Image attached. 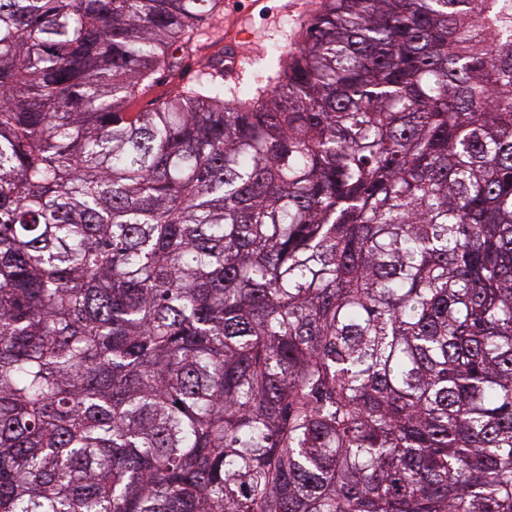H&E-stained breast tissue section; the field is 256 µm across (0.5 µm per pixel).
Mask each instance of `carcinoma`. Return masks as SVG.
I'll return each instance as SVG.
<instances>
[{
    "instance_id": "obj_1",
    "label": "carcinoma",
    "mask_w": 512,
    "mask_h": 512,
    "mask_svg": "<svg viewBox=\"0 0 512 512\" xmlns=\"http://www.w3.org/2000/svg\"><path fill=\"white\" fill-rule=\"evenodd\" d=\"M0 0V512H512V0ZM222 11L200 23L193 35V48H197L196 56L185 62V67L176 78H163L154 86L140 94L130 108V112H142L151 108L150 103L163 95H173L182 87L196 86L198 82L212 81L222 84L225 91L235 87H245L253 84L255 79L266 72L270 55L266 56L268 47H277L288 41L296 43L299 40L300 23L309 19L315 3L321 0H260L255 8H244L241 2L253 0H223ZM244 28L251 31L253 39L245 44L236 65H230L229 60L236 58L240 44L248 39L247 32L237 30L226 38L232 48L234 57L230 54L224 57V73L221 77H212L204 68L205 59L213 56L219 50L224 55V40L228 29ZM232 70L233 78H226V70Z\"/></svg>"
}]
</instances>
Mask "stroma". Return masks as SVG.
Wrapping results in <instances>:
<instances>
[{
    "label": "stroma",
    "mask_w": 512,
    "mask_h": 512,
    "mask_svg": "<svg viewBox=\"0 0 512 512\" xmlns=\"http://www.w3.org/2000/svg\"><path fill=\"white\" fill-rule=\"evenodd\" d=\"M315 3L316 0H262L257 7L247 8L242 0H224L222 11L200 23L195 31L193 46L197 54L189 58L188 68L176 78L161 79L147 88L133 104V111H144L157 97L173 95L182 88L207 81L205 60L223 49L226 33L233 28L247 29L253 38L245 44L238 62L233 65L232 77L222 78L221 84L227 90L253 84L267 70V49L297 42L300 25L310 18Z\"/></svg>",
    "instance_id": "1"
}]
</instances>
